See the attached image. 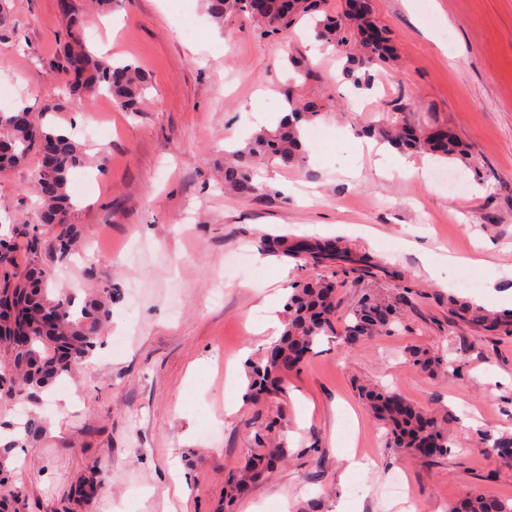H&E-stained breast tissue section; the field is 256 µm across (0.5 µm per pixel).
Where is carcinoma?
<instances>
[{
	"label": "carcinoma",
	"mask_w": 512,
	"mask_h": 512,
	"mask_svg": "<svg viewBox=\"0 0 512 512\" xmlns=\"http://www.w3.org/2000/svg\"><path fill=\"white\" fill-rule=\"evenodd\" d=\"M213 22L224 26L234 16L245 17L271 35H287L304 18L315 20L316 40L332 46L346 58L344 75L357 88L369 85L366 69L389 60L385 30L371 36L377 27L373 9L362 15H350L342 0H204ZM85 20L73 17L60 38L59 52L50 62V70L71 80L73 91L93 96L105 93L112 103L126 112H137L145 101L147 77L141 69L127 62H114L98 56L87 46L83 30ZM289 63L304 80H316L317 72L303 54L292 56ZM290 108L273 131L259 130L240 148L227 152L224 164V188L242 198L257 195L254 182L258 160L267 158L282 168L300 166L306 146L300 128L321 118V108L301 103L292 89L285 90ZM405 105L393 101L384 122L368 126L364 133L391 146L414 153L431 154L446 160L465 159L467 152L450 131L435 137L430 130L415 135L403 133L410 121ZM7 148L0 151V173L15 168L31 155L40 156L33 176V188L40 199V221L18 224L8 239L0 238V405L37 403L41 394L59 378L70 375L89 358L101 343L102 334L112 318V286L89 291L82 305L66 291L53 292L47 285L49 269L37 262L47 251L62 259L75 246L77 233L71 224L72 203L68 194L70 172L87 162L83 149L73 140L49 130L26 107L0 112V141ZM263 250L289 257L314 267L332 268L325 274L294 284L285 303L287 320L280 338L264 356L248 363L245 398L253 404L267 401L287 390L288 373L299 369L323 336L336 334V291L346 285L347 275L362 277L375 267L368 255L354 256L334 242L301 240L288 242L277 236L260 240ZM22 252L28 262L20 265L16 254ZM411 300L408 287H398L381 297L369 291L348 311L340 338L346 347L375 336L387 335L401 324L404 307ZM448 309L461 320L488 331L512 333V315L489 312L483 307L448 295ZM361 394L373 416L388 426L393 446L407 456L433 445L429 457L448 452L447 418L438 419L408 402L399 392L365 387ZM49 426L43 415L27 414L17 426L21 441L40 437ZM259 449L244 459L224 484L225 512H234L235 503L257 476L271 470L288 457L287 446L270 445L257 432ZM12 440L0 445V512H20L23 486L18 468L13 465ZM448 512H512V500L482 495H467L454 502Z\"/></svg>",
	"instance_id": "carcinoma-1"
}]
</instances>
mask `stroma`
Segmentation results:
<instances>
[{"label":"stroma","mask_w":512,"mask_h":512,"mask_svg":"<svg viewBox=\"0 0 512 512\" xmlns=\"http://www.w3.org/2000/svg\"><path fill=\"white\" fill-rule=\"evenodd\" d=\"M397 62L370 70L358 89L343 58L316 55L320 82L299 94L323 101L308 125L302 165H261L266 190H224V153L254 131L275 129L286 107L290 48L310 49L311 21L292 38L260 35L241 17L214 24L201 0H122L101 15L89 0H11L0 18V93L10 108L57 107L104 170L73 171L72 222L85 244L66 262L47 259L57 288L112 285V321L91 361L44 394L50 426L15 449L24 461L21 512H223L224 482L274 422L288 461L251 484L235 512H448L466 494L512 499V456L487 443L512 435V335H492L454 317L448 295L496 311L512 289V0H372ZM87 22L89 48L133 62L150 89L141 111L104 96L78 97L48 63L69 13ZM402 100L415 126L446 127L467 160L414 156L419 172L376 170L375 155L348 156L358 130ZM28 159L0 175V228L38 221ZM450 169L466 184L448 195L429 178ZM340 239L371 254L373 277L338 295L351 309L368 290L413 292L397 332L344 348L323 337L288 390L246 403L248 361L262 356V296L288 294L313 273L265 253L262 234ZM479 283L453 290L460 272ZM419 349L447 360L432 374L410 365ZM397 390L447 417V455L417 459L387 441L357 385ZM363 454L350 467L346 449ZM402 479L406 496L385 487ZM95 497L75 498L85 480Z\"/></svg>","instance_id":"stroma-1"}]
</instances>
